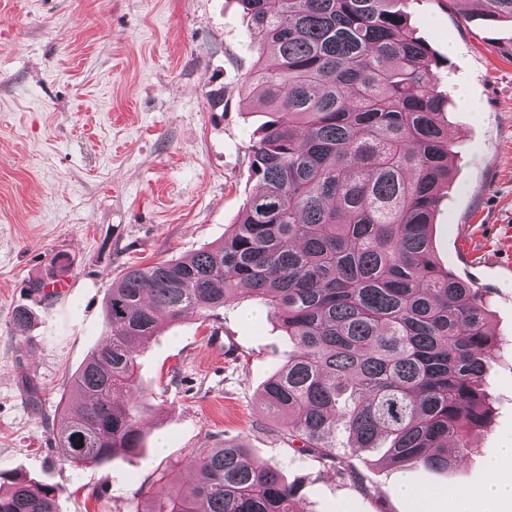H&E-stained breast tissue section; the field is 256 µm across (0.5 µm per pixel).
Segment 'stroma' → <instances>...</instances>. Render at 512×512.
<instances>
[{
	"mask_svg": "<svg viewBox=\"0 0 512 512\" xmlns=\"http://www.w3.org/2000/svg\"><path fill=\"white\" fill-rule=\"evenodd\" d=\"M415 33L447 65L438 89L452 173L432 226L439 266L485 289L489 428L450 471L337 466L289 444L262 389L291 344L259 300L161 322L140 379L145 448L75 467L51 434L59 394L108 342L104 303L125 267L188 257L237 223L257 182L248 147L263 122L245 85L260 52L238 0H0V472L59 486L58 512H152L188 489L194 456L228 442L278 468L297 512H456L477 504L487 461L512 445V19L481 0H407ZM68 283L66 293L30 281ZM30 313L27 324L17 310ZM239 351H212L214 329Z\"/></svg>",
	"mask_w": 512,
	"mask_h": 512,
	"instance_id": "obj_1",
	"label": "stroma"
}]
</instances>
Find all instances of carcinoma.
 Returning <instances> with one entry per match:
<instances>
[{"label": "carcinoma", "mask_w": 512, "mask_h": 512, "mask_svg": "<svg viewBox=\"0 0 512 512\" xmlns=\"http://www.w3.org/2000/svg\"><path fill=\"white\" fill-rule=\"evenodd\" d=\"M249 77L264 108L249 146L258 191L218 245L129 266L109 290L107 345L70 376L52 434L77 467L142 447L150 409L138 360L161 318L207 317L234 295L269 307L293 349L266 382L288 439L336 465L390 440L386 459L445 471L487 428L496 342L485 293L433 258L448 182L440 61L401 0H239ZM512 19V0H482ZM185 492L154 512H295L298 487L234 444L195 460ZM61 490L0 473V512H58Z\"/></svg>", "instance_id": "obj_1"}]
</instances>
